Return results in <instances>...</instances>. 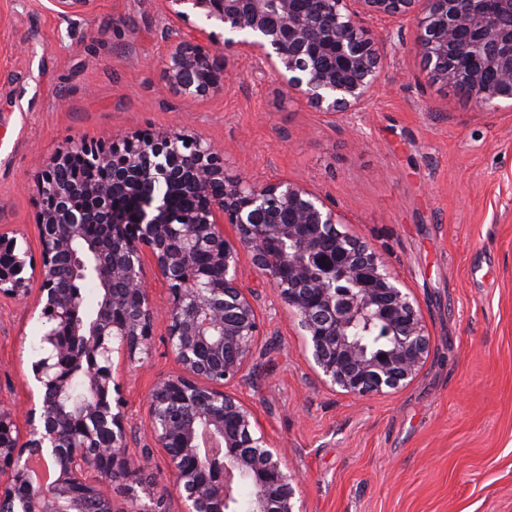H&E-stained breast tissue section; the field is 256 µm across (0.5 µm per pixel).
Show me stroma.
Masks as SVG:
<instances>
[{"label":"stroma","mask_w":512,"mask_h":512,"mask_svg":"<svg viewBox=\"0 0 512 512\" xmlns=\"http://www.w3.org/2000/svg\"><path fill=\"white\" fill-rule=\"evenodd\" d=\"M384 79L342 121L284 91L253 59L184 109L161 79L182 22L163 0H96L68 18L0 0V225L38 250L35 175L71 143L183 128L224 149L228 172L288 177L326 196L410 288L431 351L399 391L354 399L320 381L286 308L249 257L264 335L237 394L299 478L300 512H512V112H481L432 82L416 30L374 20ZM0 299V404L24 385L46 325ZM144 365L115 364L133 454L150 447L146 396L176 371L153 330Z\"/></svg>","instance_id":"35a3bbf8"}]
</instances>
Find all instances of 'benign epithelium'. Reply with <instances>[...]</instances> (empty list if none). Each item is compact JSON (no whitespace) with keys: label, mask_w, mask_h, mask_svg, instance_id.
<instances>
[{"label":"benign epithelium","mask_w":512,"mask_h":512,"mask_svg":"<svg viewBox=\"0 0 512 512\" xmlns=\"http://www.w3.org/2000/svg\"><path fill=\"white\" fill-rule=\"evenodd\" d=\"M96 0H49L62 17ZM174 19L194 16L164 61L165 85L190 108L224 91L223 51L245 55L298 100L338 118L359 112L380 84L389 40L369 19L411 23L429 79L481 111L512 112V0H164ZM478 59L466 68L464 60ZM35 258L0 225V299L26 301L48 324L49 354L32 364L38 399L24 414L0 407V512H114L107 483L131 493L153 457L168 461L183 512H297L298 478L234 386L247 376L261 332L254 293L241 287L246 253L288 307L321 381L353 398L394 392L426 361L430 334L410 289L378 250L349 230L318 193L288 179L258 184L224 169V149L181 130L120 133L77 142L37 175ZM192 194L196 208L171 201ZM234 229L228 235L224 225ZM199 254L220 271L215 282ZM166 286L158 308L148 274ZM92 276L102 303L87 316L67 287ZM178 371L147 397L152 448L137 457L112 355L129 365L152 353L158 315ZM87 398L65 410L75 375ZM55 472L32 478L31 462Z\"/></svg>","instance_id":"benign-epithelium-1"}]
</instances>
